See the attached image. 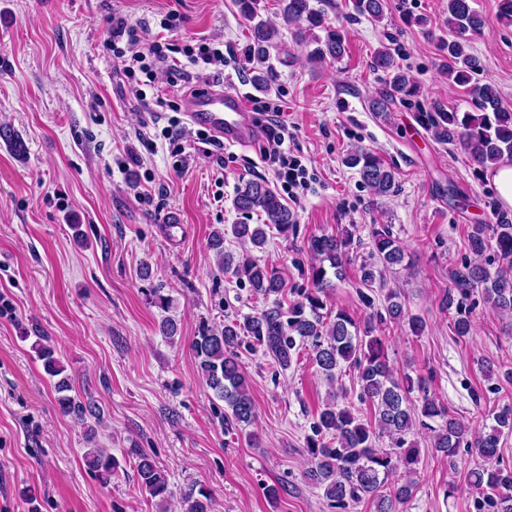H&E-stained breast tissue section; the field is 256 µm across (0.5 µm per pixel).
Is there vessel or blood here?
<instances>
[{
  "instance_id": "1",
  "label": "vessel or blood",
  "mask_w": 512,
  "mask_h": 512,
  "mask_svg": "<svg viewBox=\"0 0 512 512\" xmlns=\"http://www.w3.org/2000/svg\"><path fill=\"white\" fill-rule=\"evenodd\" d=\"M185 117L190 125L204 128L227 145L245 146L256 140L258 130L249 120L244 98L224 88L195 90L184 97Z\"/></svg>"
}]
</instances>
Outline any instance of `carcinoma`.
<instances>
[{
  "label": "carcinoma",
  "mask_w": 512,
  "mask_h": 512,
  "mask_svg": "<svg viewBox=\"0 0 512 512\" xmlns=\"http://www.w3.org/2000/svg\"><path fill=\"white\" fill-rule=\"evenodd\" d=\"M285 22L297 26L302 41L317 44L314 58L339 60L345 53L344 36L326 24L324 11L313 0H280ZM356 11L371 19L382 17L385 0H354ZM472 0H448V78L472 98L475 111L459 112L434 100L418 112L420 122L434 137L445 143L460 145L468 155L474 172L485 171L504 162L512 163V108L503 105L499 92L491 83L473 80L482 62L471 52V35L480 32L486 19L471 6ZM324 35H319V32ZM277 32L260 20L250 27L249 53L262 60ZM378 70L391 74L389 89L374 99L372 111L386 112L396 101L414 96L416 83L410 71L400 65L388 49L376 52L373 61ZM346 163L357 169L362 182L377 196L388 197L396 189L394 169L374 152L356 150ZM233 208L245 215L264 217L261 224L230 225V231L212 234L209 248L224 270L248 284L253 295L268 302L260 311L243 318V322L222 325L200 323L191 344L198 371L214 396L225 403L224 426L239 429L252 425L256 411L249 384L238 361L237 348L243 338L263 348L283 369L291 366L296 342L311 343L312 362L328 381L336 380V371L346 366L356 372L360 398L372 404L374 422H365L351 407L340 405L336 395L324 405L307 437L308 467L305 482L323 490L324 498L340 506L368 497L375 501L376 512H397L396 505L407 502L416 489L407 477L418 462L417 430L428 434L431 447L454 464L461 447L472 448L483 464L471 469L467 483L475 496L474 505L481 510L512 512V468L495 463L502 439L512 435V406L493 416L494 424L474 434L464 423L449 415L448 409L426 389L422 379L410 374L396 375L384 353L375 327L360 326L345 310H326L322 295L331 286L328 270L342 278L345 251L351 244L349 234L322 235L309 241L314 258L311 266L313 288L302 299L284 305L285 285L274 269L260 265L250 252L233 257L224 252V239L231 235L240 244L261 249L271 233L281 238L295 228V214L276 188L262 178L250 179L237 187ZM495 223L475 224L469 235L470 251L476 259L453 274L460 295L479 289L483 299L502 315L512 316V210L498 201L488 200ZM373 249L385 268L401 266L405 253L392 231L383 226L373 231ZM498 260L494 271L481 261L487 251ZM34 349L45 372L58 378L54 388L59 410L82 423L87 418L100 420V408L94 400L68 395L70 378L54 349L36 342ZM387 437L392 447L401 449L394 458L377 448V440ZM86 442L92 444L84 454V463L95 477L106 482L120 467L119 460L107 448L96 447V431L88 427ZM138 483L154 499L170 494L168 480L152 458L137 454ZM184 512H211V496L202 488L189 485L181 490Z\"/></svg>",
  "instance_id": "carcinoma-1"
}]
</instances>
